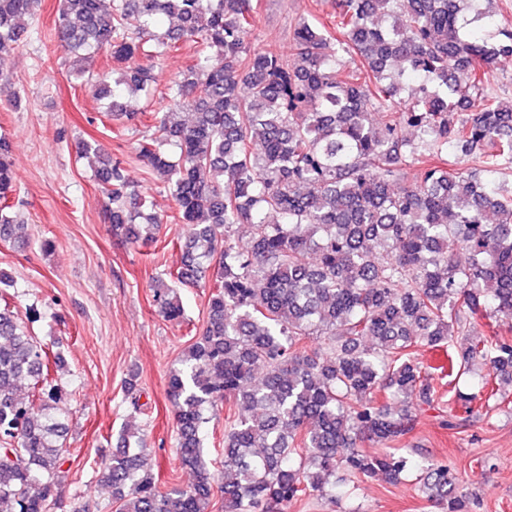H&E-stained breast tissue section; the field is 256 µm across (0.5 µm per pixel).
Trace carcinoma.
Masks as SVG:
<instances>
[{
  "label": "carcinoma",
  "mask_w": 512,
  "mask_h": 512,
  "mask_svg": "<svg viewBox=\"0 0 512 512\" xmlns=\"http://www.w3.org/2000/svg\"><path fill=\"white\" fill-rule=\"evenodd\" d=\"M491 4L335 0L334 27L301 19L283 60L248 49L252 0H60L57 41L78 65L101 51L121 65L113 81L99 74L105 111L151 122L138 159L186 226L179 266L152 277L153 306L186 322L174 288L214 278L198 336L166 378L176 454L194 481L161 489L144 439L126 428L104 464L119 512H208L216 488L224 512H284L336 491L341 468L390 484L415 471L438 512H473L448 465L413 459L406 439L411 408L437 394L421 348L447 349L450 377L488 367L478 392L456 391L466 416L448 408V428L508 400L496 380L512 377V339L490 319L512 315V102L487 87L512 61V28ZM37 6L0 0V76ZM166 16L173 25L155 34ZM186 43L194 60L170 82L168 105L130 107L156 84L137 59ZM450 112L464 113L459 125ZM76 150L98 162L112 237L154 241L162 219L122 160L96 140ZM10 154L0 137V240L20 242ZM450 154L480 165L450 170ZM411 168L419 180L407 183ZM40 317L0 307V512L62 504L67 427L49 363L62 369L65 358L31 334ZM122 390L139 411V374ZM223 402L251 415L225 424L214 471L206 428ZM366 441L381 450L366 453Z\"/></svg>",
  "instance_id": "1"
}]
</instances>
